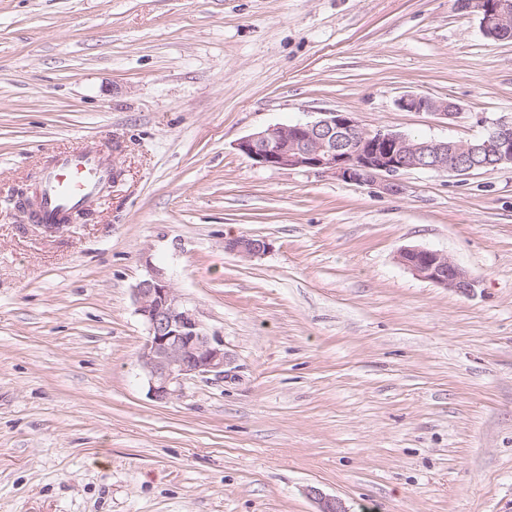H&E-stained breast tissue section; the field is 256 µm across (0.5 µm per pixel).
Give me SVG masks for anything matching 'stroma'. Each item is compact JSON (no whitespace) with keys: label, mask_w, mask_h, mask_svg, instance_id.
<instances>
[{"label":"stroma","mask_w":512,"mask_h":512,"mask_svg":"<svg viewBox=\"0 0 512 512\" xmlns=\"http://www.w3.org/2000/svg\"><path fill=\"white\" fill-rule=\"evenodd\" d=\"M335 111L481 137L512 41L457 0H0V512H512V165L391 193L235 148ZM89 140L116 174L89 220L24 223L15 190ZM153 267L230 361L166 403L136 365ZM398 104L404 110L438 112L447 118H453L458 114V107L455 103L447 100H435L418 94H407L399 100ZM268 243L264 239L240 236L225 239L224 249L245 258H253L265 253ZM399 260L417 277L443 288L469 294L475 287V281L442 253L422 248H407L400 252Z\"/></svg>","instance_id":"1"}]
</instances>
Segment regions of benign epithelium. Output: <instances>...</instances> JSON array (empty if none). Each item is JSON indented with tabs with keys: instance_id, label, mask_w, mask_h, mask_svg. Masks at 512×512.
I'll list each match as a JSON object with an SVG mask.
<instances>
[{
	"instance_id": "benign-epithelium-1",
	"label": "benign epithelium",
	"mask_w": 512,
	"mask_h": 512,
	"mask_svg": "<svg viewBox=\"0 0 512 512\" xmlns=\"http://www.w3.org/2000/svg\"><path fill=\"white\" fill-rule=\"evenodd\" d=\"M479 16L487 37L512 40V0H482ZM399 107L447 118L458 111L451 101L418 94L403 96ZM236 149L263 167L317 170L356 184L383 179V189L397 192L399 186L391 178L411 169L465 176L512 164V120L500 119L486 135L472 140L419 142L405 134L367 130L346 112H325L314 121L255 132L240 139ZM267 249L268 243L260 238L224 240L225 251L245 258L260 256ZM399 260L417 277L443 288L468 294L475 287V281L442 253L407 248ZM133 292L136 313L147 330L137 364L153 400L167 402L187 380L224 376L230 364L224 339L209 333L195 312L179 300L164 271L151 268Z\"/></svg>"
}]
</instances>
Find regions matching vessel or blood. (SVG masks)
<instances>
[{
    "label": "vessel or blood",
    "instance_id": "1",
    "mask_svg": "<svg viewBox=\"0 0 512 512\" xmlns=\"http://www.w3.org/2000/svg\"><path fill=\"white\" fill-rule=\"evenodd\" d=\"M111 179L112 161L107 146L91 145L53 155L40 171V223L62 224L70 213L93 208Z\"/></svg>",
    "mask_w": 512,
    "mask_h": 512
}]
</instances>
